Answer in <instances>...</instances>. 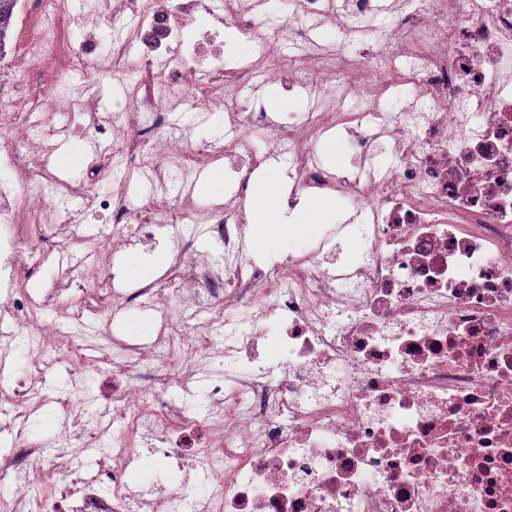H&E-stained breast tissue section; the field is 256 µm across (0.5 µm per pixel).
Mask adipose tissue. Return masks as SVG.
I'll list each match as a JSON object with an SVG mask.
<instances>
[{"mask_svg":"<svg viewBox=\"0 0 512 512\" xmlns=\"http://www.w3.org/2000/svg\"><path fill=\"white\" fill-rule=\"evenodd\" d=\"M248 219L255 246H271L285 234L299 237L309 234L313 225L328 223L334 203L327 198L315 199L296 215L292 224H284L269 180L257 181L247 202Z\"/></svg>","mask_w":512,"mask_h":512,"instance_id":"ef3b65f1","label":"adipose tissue"}]
</instances>
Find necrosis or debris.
I'll return each instance as SVG.
<instances>
[{
  "instance_id": "1",
  "label": "necrosis or debris",
  "mask_w": 512,
  "mask_h": 512,
  "mask_svg": "<svg viewBox=\"0 0 512 512\" xmlns=\"http://www.w3.org/2000/svg\"><path fill=\"white\" fill-rule=\"evenodd\" d=\"M273 34L307 41L312 21L334 20L344 41L361 33L381 0H293ZM264 0H229L213 14L208 0H120L137 15L129 33L113 29L110 43L83 37L62 75L86 73L92 57L110 61L109 75L143 70L119 111L91 114L73 135L120 157L119 191L98 180L73 185L48 166L44 142L57 129L17 124L18 112H49L52 96L33 99L18 86L17 65L38 63L41 49L0 53V154H16L30 136V172L0 194V251L18 256L21 226L33 213L54 211L57 198L80 196L108 211L111 236L87 237L69 215L65 245H90L96 262L85 278L99 281L111 242L136 220L173 225L171 265L152 282L113 290L115 318L131 308L162 311L166 285L180 283L179 303L207 306L201 326L163 313L155 337L126 342L122 362L89 361L71 332L65 355L45 347L56 327L33 325L52 294H8L5 313L17 328L0 338L9 352L27 349L13 388L0 389V485L26 487L43 470L49 492L35 512H512V0H393L396 25L361 56L308 49L277 63L272 74L235 65L224 53V27L248 30ZM373 60L381 83L346 81L350 108H314L292 125L275 123L259 92L267 78L286 91L302 86L313 100L321 87ZM237 83L224 89V143L191 147L188 127L156 108V82L181 85L177 106L210 109L195 95L224 70ZM410 84L413 96L395 112L382 109L390 89ZM250 88L239 104L238 87ZM262 128L270 147L250 144ZM344 130L356 169L336 173L317 142ZM393 157L382 176L371 160L379 144ZM290 156L288 193L317 189L350 198L357 227L330 224L315 245L264 264L252 258L242 203L264 160ZM235 161V201L195 206L193 188L219 157ZM181 179L170 207L157 192L171 174ZM360 234V262L339 263L336 241ZM218 257L201 254L200 237ZM277 349L269 361L268 349ZM223 358V372L205 366ZM77 376L112 374L90 416L69 395L43 388L58 367ZM206 383L203 401L195 388ZM53 405L60 447L95 453L93 469L55 463L41 468L29 441L35 411ZM175 473L173 486L147 491L130 482L142 458Z\"/></svg>"
}]
</instances>
